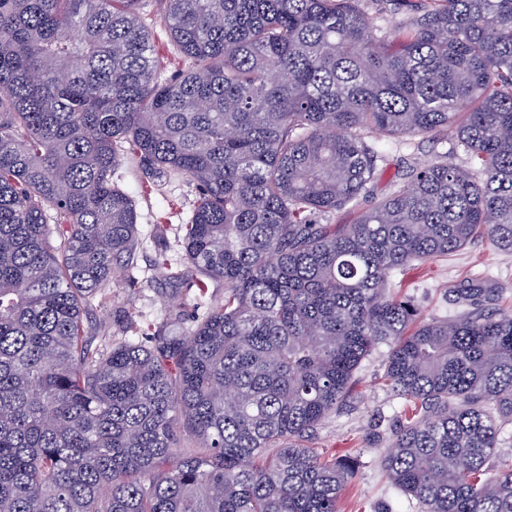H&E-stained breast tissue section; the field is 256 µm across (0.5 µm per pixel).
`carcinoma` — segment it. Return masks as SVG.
Here are the masks:
<instances>
[{"mask_svg":"<svg viewBox=\"0 0 512 512\" xmlns=\"http://www.w3.org/2000/svg\"><path fill=\"white\" fill-rule=\"evenodd\" d=\"M0 0V512H337L357 475L309 433L360 362L409 405L383 460L420 512H512V306L467 277L424 317L390 277L484 235L512 253V0ZM374 135L368 142L362 132ZM449 137L351 224L394 138ZM196 185L186 264L224 299L148 345L86 306L133 268L121 157ZM139 13L142 19L150 24L153 33L155 49L159 60L158 71L162 74L163 78L170 77L178 70L184 68L185 65L183 59L175 54L170 38L160 23L157 0H141ZM364 2L363 7L374 25L382 27L386 32H392L398 22L404 18L403 15H394L389 12V5L386 1L370 3Z\"/></svg>","mask_w":512,"mask_h":512,"instance_id":"obj_1","label":"carcinoma"}]
</instances>
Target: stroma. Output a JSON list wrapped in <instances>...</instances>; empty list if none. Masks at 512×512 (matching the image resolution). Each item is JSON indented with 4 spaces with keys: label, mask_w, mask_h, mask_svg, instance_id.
I'll use <instances>...</instances> for the list:
<instances>
[{
    "label": "stroma",
    "mask_w": 512,
    "mask_h": 512,
    "mask_svg": "<svg viewBox=\"0 0 512 512\" xmlns=\"http://www.w3.org/2000/svg\"><path fill=\"white\" fill-rule=\"evenodd\" d=\"M139 13L153 33L158 70L168 77L181 70L183 59L173 48L159 19L157 0H141ZM450 147L445 134L432 137H402L389 142L380 165L378 193L388 192L403 166L433 160ZM116 178L135 200L138 233L144 242L134 269L117 270L110 293L97 297L84 321L88 329L100 322L119 328L127 316H135L143 337L153 336L169 313L190 319L195 304L215 303L224 297V287L216 282L182 285L152 280V261L158 247H165L172 264H181L183 250L178 242L179 226L190 215L195 185L179 174L148 177L139 159L125 156ZM166 225L165 236H158L157 225ZM482 276L505 290L506 304H512V253L498 251L484 237L473 239L460 251L430 259L394 273L391 285L409 297L427 317H444L448 305L445 290L466 276ZM385 348L373 350L355 374L354 402L323 421L309 441L329 456H350L357 460L358 476L338 502V512H419L417 502L386 480L382 456L394 427L403 418L405 400L395 395L383 381Z\"/></svg>",
    "instance_id": "35a3bbf8"
}]
</instances>
